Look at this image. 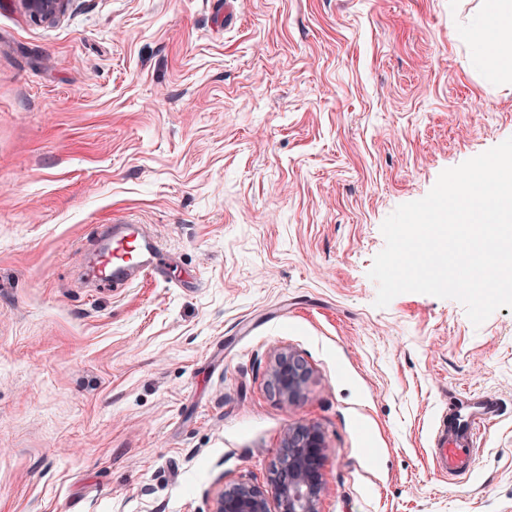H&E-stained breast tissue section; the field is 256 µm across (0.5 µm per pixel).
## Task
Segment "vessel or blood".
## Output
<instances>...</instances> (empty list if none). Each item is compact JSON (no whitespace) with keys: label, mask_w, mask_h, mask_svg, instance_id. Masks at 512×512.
Here are the masks:
<instances>
[{"label":"vessel or blood","mask_w":512,"mask_h":512,"mask_svg":"<svg viewBox=\"0 0 512 512\" xmlns=\"http://www.w3.org/2000/svg\"><path fill=\"white\" fill-rule=\"evenodd\" d=\"M100 245L89 275L100 288H127L149 278L170 279V261L159 241L131 218H116L97 227ZM470 411L461 414L452 407L440 415L435 431L433 459L439 473L448 477L471 474L476 461V443L488 425L504 411L503 402L490 394H477L466 401Z\"/></svg>","instance_id":"b4317fda"}]
</instances>
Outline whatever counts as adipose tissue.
<instances>
[{"label": "adipose tissue", "mask_w": 512, "mask_h": 512, "mask_svg": "<svg viewBox=\"0 0 512 512\" xmlns=\"http://www.w3.org/2000/svg\"><path fill=\"white\" fill-rule=\"evenodd\" d=\"M512 34V0H492L489 8L467 30L466 36L473 44L478 59L491 69L511 71L512 58L497 51L503 34Z\"/></svg>", "instance_id": "ef3b65f1"}]
</instances>
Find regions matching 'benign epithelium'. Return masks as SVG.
Returning a JSON list of instances; mask_svg holds the SVG:
<instances>
[{"instance_id":"benign-epithelium-1","label":"benign epithelium","mask_w":512,"mask_h":512,"mask_svg":"<svg viewBox=\"0 0 512 512\" xmlns=\"http://www.w3.org/2000/svg\"><path fill=\"white\" fill-rule=\"evenodd\" d=\"M35 22L54 23L69 9L73 0H17ZM272 383L284 400H294L303 390L307 372L286 348L278 350L270 367ZM332 452L313 424L288 429L282 451L272 466L269 488L247 484L224 488L211 512H319L323 489L321 468Z\"/></svg>"}]
</instances>
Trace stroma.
Returning <instances> with one entry per match:
<instances>
[{"mask_svg":"<svg viewBox=\"0 0 512 512\" xmlns=\"http://www.w3.org/2000/svg\"><path fill=\"white\" fill-rule=\"evenodd\" d=\"M220 2L0 0V512H211L305 422L320 512H512V309L378 308L368 276L399 205L512 137V74L461 37L488 0ZM127 215L171 283L85 287ZM468 390L506 410L451 482L433 429ZM32 21L54 23L69 9L73 0H16ZM270 376L279 396L288 402L293 401L301 393L307 381V372L286 348L275 353Z\"/></svg>","mask_w":512,"mask_h":512,"instance_id":"35a3bbf8","label":"stroma"}]
</instances>
